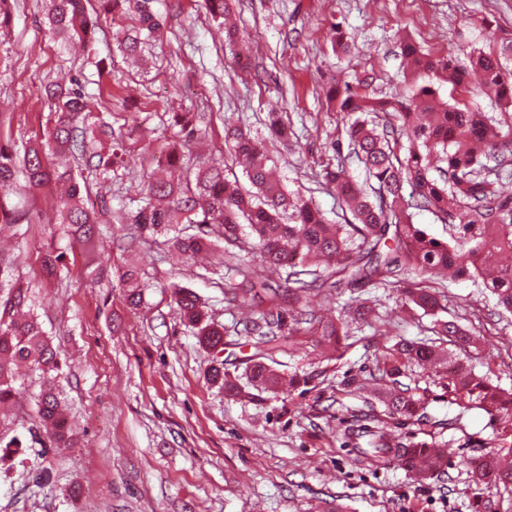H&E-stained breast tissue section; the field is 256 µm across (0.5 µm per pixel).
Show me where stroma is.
<instances>
[{"mask_svg":"<svg viewBox=\"0 0 512 512\" xmlns=\"http://www.w3.org/2000/svg\"><path fill=\"white\" fill-rule=\"evenodd\" d=\"M162 33L138 61L118 51V28L134 16L104 22L96 43L80 48L49 34L45 0H11L0 31V140H27L46 132L53 109L42 87L78 81L94 101L93 112L114 129L131 118L141 124L127 141L122 166L108 177L87 175L89 203L106 201L108 222L86 247H70L59 225L53 191L26 206L33 223L11 243L23 281L42 276L46 248L62 253L66 278L34 289V312L59 346L67 418L77 444L42 453L0 447V512H474V488L459 461L464 436H488L480 410L465 431L444 437L446 466L427 483L413 479L397 460L377 465L361 457L349 431L362 406L361 389L374 387L378 360L397 340L430 338L431 316L407 306L391 288H336L313 296L318 315H339L346 302L366 301L386 318L374 329L350 320L340 347L319 337H280L275 367L295 378L288 392L250 385L257 352L245 331L251 309L225 303L218 274H231L238 258L214 255L207 265H176L166 245L147 242L129 252L116 241L120 219L155 169L151 152L162 138L177 139L172 115L188 112L206 129L192 154L221 159L224 125L267 135V115L279 113L298 136L292 150L276 149L287 185L301 189L335 219L334 195L318 184L334 141L344 140L331 90L369 71L377 98L407 94L403 40L435 57L468 66L467 53L492 41L476 26L488 18L512 34V0H236L239 30L251 38L241 58L224 47L208 18L205 0H153ZM343 31L352 46L341 55L334 41ZM105 71H97L96 61ZM129 259L152 286L139 308L127 305L116 263ZM444 319L475 333L472 364L493 384L512 389V315L499 313L493 296L470 279L445 281ZM193 289L224 328V349L202 346L172 303L177 288ZM242 389L226 396L212 384L214 366ZM403 383L428 389L433 413L448 419L445 370L412 365Z\"/></svg>","mask_w":512,"mask_h":512,"instance_id":"1","label":"stroma"}]
</instances>
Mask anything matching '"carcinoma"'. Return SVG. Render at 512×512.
Masks as SVG:
<instances>
[{
    "instance_id": "carcinoma-1",
    "label": "carcinoma",
    "mask_w": 512,
    "mask_h": 512,
    "mask_svg": "<svg viewBox=\"0 0 512 512\" xmlns=\"http://www.w3.org/2000/svg\"><path fill=\"white\" fill-rule=\"evenodd\" d=\"M100 2L101 13L91 15L84 0H48V32L88 45L101 17L124 16L132 0ZM150 3L137 2L139 31L126 36L121 52L141 51L142 30L153 37L160 35L161 17ZM485 28L498 50L471 52L468 71L447 57L423 53L412 41L404 43L402 53L416 79L433 72L456 88L468 82L469 71L478 73L480 84L469 92L493 94L506 108L497 117L450 105L427 84L416 85L404 102L362 92L368 86L366 75L336 89V111L345 120L347 151L335 146L334 161L324 165L321 178L324 185L336 188L340 209L350 213L352 220L332 224L312 199L298 189H286L264 142L239 126L224 128V142L231 146L232 156L244 161L249 186L242 185L237 175H228L224 164L199 161L186 166L183 179L177 182L163 176L151 178L144 195L130 208L128 220L139 235L164 238L171 250L187 260L221 245L229 254L247 253L252 261L238 266L236 278H224V299L230 304L254 306L265 295L280 298L264 271H286L288 309L276 305L246 323L248 333L258 336L264 346L249 369L253 385L270 389L294 385V379H285L268 364L273 342L285 329L312 332L330 344L347 335L345 319L322 321L310 306L313 293L341 283L400 290L406 303L435 317L433 335L446 336L448 344L463 350L474 347L472 331L438 318L447 301L440 280L445 271L481 281L496 296L497 305L512 312V194L498 189L502 178L512 176V67L503 64L505 59L512 60V35H497L490 22ZM44 91L55 106L54 125L46 135L25 142L20 151L0 145V196L15 188L20 175L32 197L69 178L70 188L58 200L57 223L72 243L86 245L94 239L96 225L104 223V213L85 204L80 181L58 171L52 156L66 154L88 169H108L118 164L126 137L113 138L112 126L101 121L99 130L110 138V153L104 157L90 150L89 115L81 87L51 82ZM173 123L184 134L183 145H190L198 134L193 118L176 112ZM269 129L285 144L295 136L278 115L269 116ZM353 164L362 169L363 179L349 171ZM415 210L429 211L448 225V239L431 237L415 224ZM24 220V214L0 203V231L17 232ZM64 268L62 255L45 257V276L57 279ZM13 271L11 254L0 250V410L19 404L24 389L17 385L18 367L27 365L41 378L34 397L38 428L51 447L68 448L74 433L64 414L59 354L39 318L24 311L27 291L12 285ZM120 281L128 304L139 307L146 287L141 269L132 264L123 267ZM174 303L180 320L196 330L203 345L224 346V329L209 321L192 289H179ZM441 359L443 350L434 340L396 342L376 367L384 392L364 394L365 403H381L392 418L431 421L434 399L419 387L402 383L400 377L410 364ZM446 387L452 394L448 404L459 411L436 425L463 432L469 411L479 409L489 416L492 439L466 435L467 442L487 449L462 460L472 482L479 490L492 485L512 490V392L451 355ZM362 433L369 437L368 447L361 449L365 458L375 462L396 458L419 483L437 475L442 459L435 449L448 447L443 438L420 439L415 434L395 442L381 427H365Z\"/></svg>"
}]
</instances>
